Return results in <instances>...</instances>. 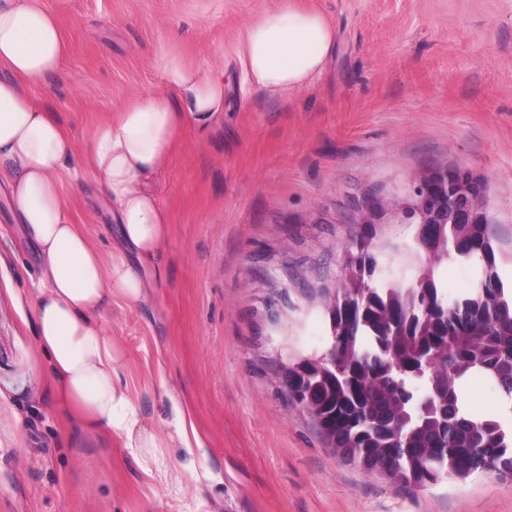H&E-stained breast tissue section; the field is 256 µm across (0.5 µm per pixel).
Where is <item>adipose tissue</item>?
<instances>
[{
  "mask_svg": "<svg viewBox=\"0 0 512 512\" xmlns=\"http://www.w3.org/2000/svg\"><path fill=\"white\" fill-rule=\"evenodd\" d=\"M336 35L319 13L292 6L268 9L249 21L240 41L251 81L288 96L323 72ZM67 45L55 15L41 0H0V164L9 174V205L37 245L41 268L29 293L33 344L47 376L71 414L88 430L121 439L155 458L171 442L188 443V418L177 410L173 433L142 420L121 381L126 355L104 316L112 300L135 310L166 248L169 215L158 180L185 131L205 137L224 114V80L187 65L175 53L159 62L163 91L137 96L101 123L79 146L55 114L31 96L55 72ZM92 177L111 206L120 244L102 252L64 202V185Z\"/></svg>",
  "mask_w": 512,
  "mask_h": 512,
  "instance_id": "obj_1",
  "label": "adipose tissue"
}]
</instances>
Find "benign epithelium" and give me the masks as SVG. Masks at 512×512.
Instances as JSON below:
<instances>
[{
	"mask_svg": "<svg viewBox=\"0 0 512 512\" xmlns=\"http://www.w3.org/2000/svg\"><path fill=\"white\" fill-rule=\"evenodd\" d=\"M435 186L444 194L438 210L448 213V223L473 224L481 216L489 218L487 183L460 167H452L422 175L407 195L368 208L363 223H372V216L383 210L416 224L430 223L434 216L430 209L431 190Z\"/></svg>",
	"mask_w": 512,
	"mask_h": 512,
	"instance_id": "1",
	"label": "benign epithelium"
}]
</instances>
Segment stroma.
Returning <instances> with one entry per match:
<instances>
[{"label": "stroma", "instance_id": "obj_1", "mask_svg": "<svg viewBox=\"0 0 512 512\" xmlns=\"http://www.w3.org/2000/svg\"><path fill=\"white\" fill-rule=\"evenodd\" d=\"M68 50L31 95L85 143L161 87L169 52L224 68V119L185 133L160 183L168 278L138 310L105 315L127 353L144 422L191 410L199 442L135 449L75 421L31 344L40 258L0 192V512H512V474L408 488L341 459L280 382L288 358L323 354L325 289L369 205L459 167L488 185L498 274L512 285V0H44ZM291 4L322 13L336 48L312 86L257 88L245 25ZM93 243L119 229L98 184L64 193ZM379 283L419 266L416 227L374 218Z\"/></svg>", "mask_w": 512, "mask_h": 512}]
</instances>
